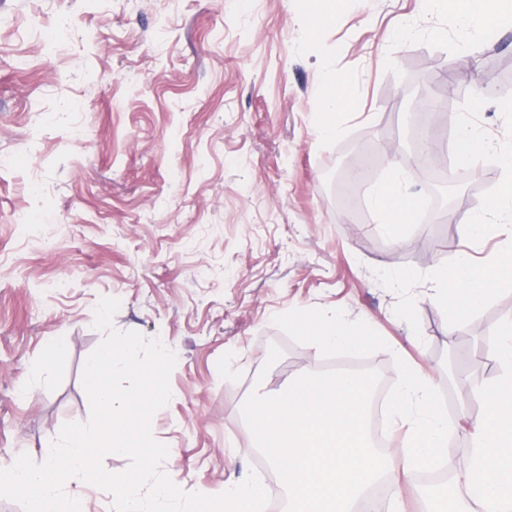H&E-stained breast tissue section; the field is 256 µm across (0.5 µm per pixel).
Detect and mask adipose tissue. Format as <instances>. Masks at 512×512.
Segmentation results:
<instances>
[{
  "mask_svg": "<svg viewBox=\"0 0 512 512\" xmlns=\"http://www.w3.org/2000/svg\"><path fill=\"white\" fill-rule=\"evenodd\" d=\"M423 13H431L439 4L460 14L464 23L476 24L483 33H493L512 10V0L491 7L488 0H421ZM372 207L381 215L388 230L399 221L416 223L418 208L415 197L402 184L386 182L374 186L369 196ZM512 217V177L503 182L492 203L484 205L461 225V233L479 239L488 228ZM512 283V234L508 235L499 254L484 266L472 264L468 255H458L449 273L439 274L430 299L446 309L453 323H461L484 306L499 285ZM316 333L319 346L356 348L364 341L360 332H352L336 322L335 315L311 310L301 315ZM503 341L493 356L502 367L494 382L483 386L479 397L482 413L477 417V431L470 451L457 469L462 497L476 504L480 512H512V315H505L501 327Z\"/></svg>",
  "mask_w": 512,
  "mask_h": 512,
  "instance_id": "ef3b65f1",
  "label": "adipose tissue"
}]
</instances>
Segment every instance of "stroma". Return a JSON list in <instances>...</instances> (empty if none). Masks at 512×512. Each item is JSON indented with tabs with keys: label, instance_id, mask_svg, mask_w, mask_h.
<instances>
[{
	"label": "stroma",
	"instance_id": "obj_1",
	"mask_svg": "<svg viewBox=\"0 0 512 512\" xmlns=\"http://www.w3.org/2000/svg\"><path fill=\"white\" fill-rule=\"evenodd\" d=\"M303 2L0 0V459L42 463L65 423L89 420L82 371L104 296L121 301L116 330L177 355L152 432L185 492L217 496L254 470L277 496L241 408L327 365L377 370L385 390L395 358L429 371L452 423L442 473L467 455L482 409L471 365L500 374L487 349L512 285L455 327L427 293L459 253L481 263L501 240L464 239L443 216L478 209L504 181L512 90L486 88L479 58L512 60V25L490 40L452 11L422 16L419 0H344L313 32ZM441 68L446 166L458 167L457 114L491 146L462 168L452 204L404 163L402 90ZM333 74L354 104L326 136ZM356 161L435 200L428 220L389 236L365 184L360 219L346 220L334 182ZM317 307L367 341L316 348L296 314ZM58 337L66 353L46 360Z\"/></svg>",
	"mask_w": 512,
	"mask_h": 512
}]
</instances>
